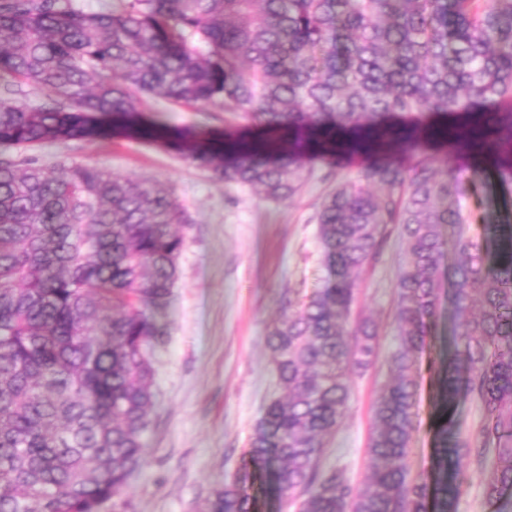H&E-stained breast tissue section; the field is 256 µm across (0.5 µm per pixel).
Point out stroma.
Instances as JSON below:
<instances>
[{
	"label": "stroma",
	"instance_id": "1",
	"mask_svg": "<svg viewBox=\"0 0 512 512\" xmlns=\"http://www.w3.org/2000/svg\"><path fill=\"white\" fill-rule=\"evenodd\" d=\"M145 111L174 126L220 129L232 114L165 100L144 103ZM40 163H91L112 174L170 187L192 222L184 228L179 278L155 311L165 334L154 347L155 405L144 435V461L116 499L117 512H202L210 494L241 466L249 437L265 404L279 396L266 336L283 313L288 291L305 295L327 276L317 238L320 200L338 181L357 178L368 156H314L311 176L284 202L257 191L215 180L182 155L127 138L50 141L35 151ZM455 166L466 193L459 203L470 234L483 225L512 220V189L464 156L434 155L433 166ZM405 261L399 234H391L377 260L359 273L352 320L369 319L378 355L364 371L348 375L351 396L345 418L325 445L323 468L342 469L353 487L369 467L373 407L393 372L389 358L398 342L394 315L396 280ZM447 306H440L436 335L419 364L415 431L407 466L411 478L431 477L435 465L437 407L435 373L448 363ZM467 477L456 512H493L485 497L489 470L464 462Z\"/></svg>",
	"mask_w": 512,
	"mask_h": 512
}]
</instances>
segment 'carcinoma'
<instances>
[{"instance_id":"obj_1","label":"carcinoma","mask_w":512,"mask_h":512,"mask_svg":"<svg viewBox=\"0 0 512 512\" xmlns=\"http://www.w3.org/2000/svg\"><path fill=\"white\" fill-rule=\"evenodd\" d=\"M203 48H197V44ZM0 81L52 104L0 96V512H93L143 461L154 407L150 350L191 223L173 192L85 163L53 171L26 152L110 135L172 148L271 201L294 197L309 153L376 157L326 194L316 220L328 276L272 326L281 396L253 427L247 459L204 512H253L258 468L298 512H455L460 461L496 459L488 500L512 499V224L462 229L461 181L429 143L480 157L512 183V0H0ZM141 98L220 105L247 121L205 132L134 108ZM400 226L395 372L375 405L371 470L353 487L323 470L348 406L347 375L371 366L376 334L348 329L356 269ZM461 227L451 270L442 228ZM458 324L438 387L436 479L408 478L420 355L443 280ZM479 404L481 448L454 431L459 398Z\"/></svg>"}]
</instances>
